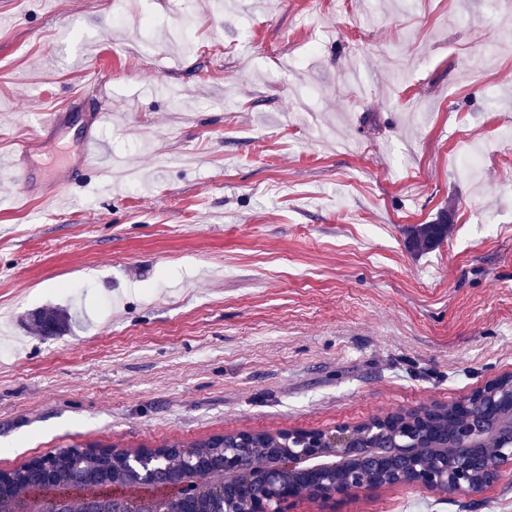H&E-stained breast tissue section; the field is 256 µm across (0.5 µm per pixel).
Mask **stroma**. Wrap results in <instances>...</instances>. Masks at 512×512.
<instances>
[{
	"label": "stroma",
	"instance_id": "35a3bbf8",
	"mask_svg": "<svg viewBox=\"0 0 512 512\" xmlns=\"http://www.w3.org/2000/svg\"><path fill=\"white\" fill-rule=\"evenodd\" d=\"M509 31L503 0H0V155L72 96L108 103L56 198L0 171V470L355 426L512 373ZM47 307L65 332L40 334ZM291 512H512V470ZM441 213V214H440ZM440 215L429 224H416L407 229L409 245L417 250H429L441 243L448 235V212Z\"/></svg>",
	"mask_w": 512,
	"mask_h": 512
}]
</instances>
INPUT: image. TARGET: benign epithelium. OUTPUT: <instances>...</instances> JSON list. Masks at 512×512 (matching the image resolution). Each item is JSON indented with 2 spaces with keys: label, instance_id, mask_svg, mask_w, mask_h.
I'll return each mask as SVG.
<instances>
[{
  "label": "benign epithelium",
  "instance_id": "7a95c632",
  "mask_svg": "<svg viewBox=\"0 0 512 512\" xmlns=\"http://www.w3.org/2000/svg\"><path fill=\"white\" fill-rule=\"evenodd\" d=\"M512 374L497 377L462 400L452 402L474 412L458 427L456 462L434 455L424 459L423 439L427 418L438 411L431 405L399 412L407 427L392 448H367L350 426L333 430L312 429L277 432V458L250 460L244 446L248 434L236 433L234 443L219 456L178 455L165 458L164 449L112 450L108 456L126 457L131 481L112 482V501L95 497L51 498L38 508L31 492L22 486L9 493L10 512H164L163 504L179 501L182 512H288L285 505L302 499L329 502L361 491L396 486H417L431 492L480 491L506 467H512V435L496 441L486 434L482 415L497 408L512 414V387L500 383ZM216 486L219 498L204 503L200 476Z\"/></svg>",
  "mask_w": 512,
  "mask_h": 512
}]
</instances>
